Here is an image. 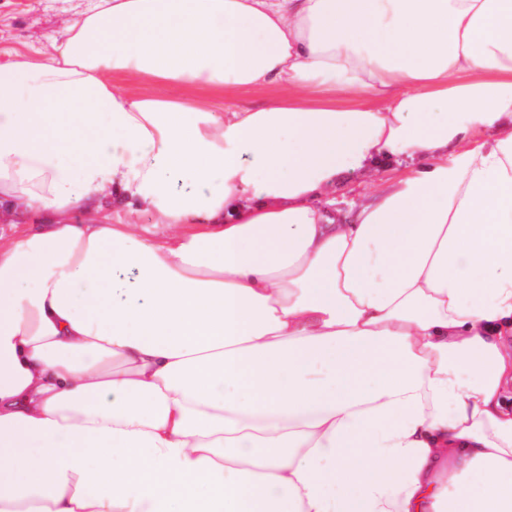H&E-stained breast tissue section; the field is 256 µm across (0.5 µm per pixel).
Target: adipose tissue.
I'll return each mask as SVG.
<instances>
[{
    "mask_svg": "<svg viewBox=\"0 0 512 512\" xmlns=\"http://www.w3.org/2000/svg\"><path fill=\"white\" fill-rule=\"evenodd\" d=\"M4 203L0 512H512V0H97Z\"/></svg>",
    "mask_w": 512,
    "mask_h": 512,
    "instance_id": "obj_1",
    "label": "adipose tissue"
}]
</instances>
